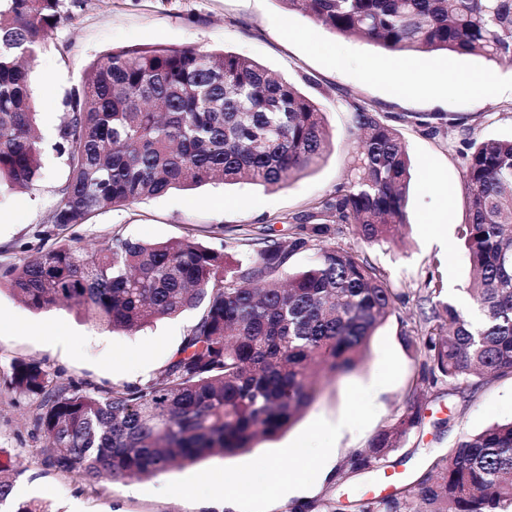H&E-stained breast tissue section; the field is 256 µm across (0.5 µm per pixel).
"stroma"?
<instances>
[{
  "label": "stroma",
  "instance_id": "1",
  "mask_svg": "<svg viewBox=\"0 0 512 512\" xmlns=\"http://www.w3.org/2000/svg\"><path fill=\"white\" fill-rule=\"evenodd\" d=\"M68 10V19L53 30L31 70L45 139L55 136L65 95L80 87L94 62L121 50L189 46L246 56L296 84L322 106L331 151L285 188L216 183L174 190L63 231L45 219L58 201L67 169L61 159L46 155L31 190H0V268L57 247L90 252L116 236L165 242L193 234L217 248L228 225L268 224L274 239L287 240L292 228L284 216L306 210L348 170L356 143L345 99L354 96L388 116L407 146L412 160L408 224L395 244L369 246L348 232L337 243L367 256L401 300L371 337L358 366L340 378L322 380L315 401L284 433L258 439L250 452L210 456L149 479L90 485L76 474L45 467L46 439L32 398L0 385V470L15 475L17 498L46 499L51 512H211L218 469L251 468L271 459L288 470L296 467L298 455L330 448L336 467L327 481L309 482V502L385 497L392 493L385 473L405 482L447 455L461 435L512 420L511 376L452 395L446 384L421 382L423 358L404 344L406 336L417 333L415 299L428 278L442 281V299L464 307L472 271L459 236L467 215L460 134L443 130L428 136L402 120L409 113H443L459 119L474 140L511 136L512 65L479 56H424L419 63L437 87L403 95L381 75L393 53L338 36L288 11L281 0H73ZM476 81L486 82V93L462 92L463 84ZM196 316L191 310L129 335L86 322L73 309H29L0 289V373L13 361L37 360L63 385L142 384L175 354ZM415 402L423 408V421L400 448L373 471L351 472V455Z\"/></svg>",
  "mask_w": 512,
  "mask_h": 512
}]
</instances>
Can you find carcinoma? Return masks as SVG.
I'll return each mask as SVG.
<instances>
[{"label":"carcinoma","instance_id":"cac0c4a2","mask_svg":"<svg viewBox=\"0 0 512 512\" xmlns=\"http://www.w3.org/2000/svg\"><path fill=\"white\" fill-rule=\"evenodd\" d=\"M342 36L420 57L472 55L512 64V0H280ZM65 0H0V184L29 189L42 147L27 63L65 17ZM359 139L349 174L288 217L284 242L264 226L224 228V250L193 235L149 242L115 237L84 254L55 248L0 269L26 306L77 308L96 326L136 333L197 310L182 345L142 385L89 391L53 383L38 361L0 380L36 401L50 447L43 464L103 479L150 478L213 455H235L289 428L315 400L318 377L352 371L400 295L356 251L393 240L407 224L411 158L370 105L346 102ZM54 150L67 168L47 223L96 214L211 181L283 188L331 147L324 112L252 59L192 47L108 55L63 99ZM468 221L460 235L475 278L471 310L437 301L406 346L426 358L422 381L454 389L512 376V137L477 142L461 129ZM312 254L309 265L292 260ZM421 424L416 406L350 460L373 467ZM0 475V509L48 512L19 501ZM320 512H509L512 420L462 437L448 455L380 500L330 499Z\"/></svg>","mask_w":512,"mask_h":512}]
</instances>
